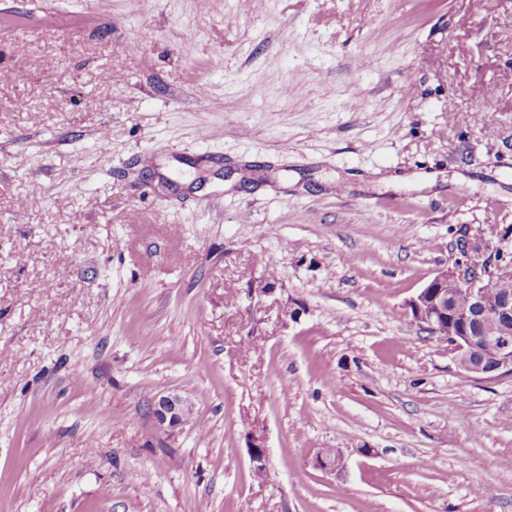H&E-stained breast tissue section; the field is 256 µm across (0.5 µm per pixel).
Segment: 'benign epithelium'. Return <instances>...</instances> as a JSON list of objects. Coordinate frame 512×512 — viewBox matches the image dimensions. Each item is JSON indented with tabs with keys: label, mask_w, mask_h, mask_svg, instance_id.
Instances as JSON below:
<instances>
[{
	"label": "benign epithelium",
	"mask_w": 512,
	"mask_h": 512,
	"mask_svg": "<svg viewBox=\"0 0 512 512\" xmlns=\"http://www.w3.org/2000/svg\"><path fill=\"white\" fill-rule=\"evenodd\" d=\"M453 278L470 294V308L456 310L448 284L439 275L431 278L410 300L413 316L419 325L448 342L467 372L480 379H495L512 374V270L486 268L473 271L461 262ZM498 293L497 305L489 309L483 296ZM157 431L170 435L188 420L191 406L178 393L158 395L151 406Z\"/></svg>",
	"instance_id": "obj_1"
}]
</instances>
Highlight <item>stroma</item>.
I'll list each match as a JSON object with an SVG mask.
<instances>
[{
    "mask_svg": "<svg viewBox=\"0 0 512 512\" xmlns=\"http://www.w3.org/2000/svg\"><path fill=\"white\" fill-rule=\"evenodd\" d=\"M465 244L512 0H0V512H512V375L408 307ZM151 412L157 431L171 435L187 422L191 406L178 393H164L154 399Z\"/></svg>",
    "mask_w": 512,
    "mask_h": 512,
    "instance_id": "stroma-1",
    "label": "stroma"
}]
</instances>
